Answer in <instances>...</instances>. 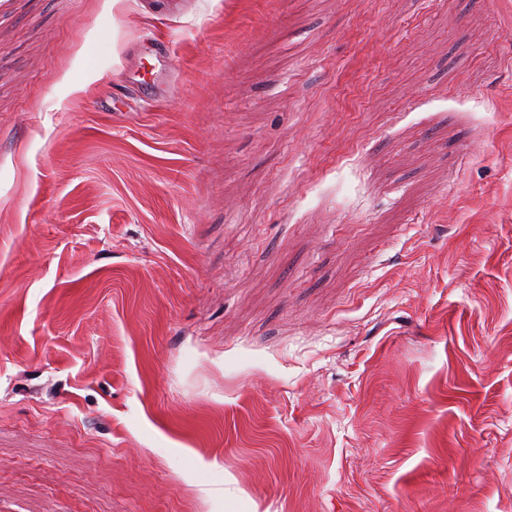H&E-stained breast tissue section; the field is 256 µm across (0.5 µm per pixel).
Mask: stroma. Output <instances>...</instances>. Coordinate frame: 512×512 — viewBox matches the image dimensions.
I'll use <instances>...</instances> for the list:
<instances>
[{
  "label": "stroma",
  "instance_id": "35a3bbf8",
  "mask_svg": "<svg viewBox=\"0 0 512 512\" xmlns=\"http://www.w3.org/2000/svg\"><path fill=\"white\" fill-rule=\"evenodd\" d=\"M0 512H512V0H0Z\"/></svg>",
  "mask_w": 512,
  "mask_h": 512
}]
</instances>
